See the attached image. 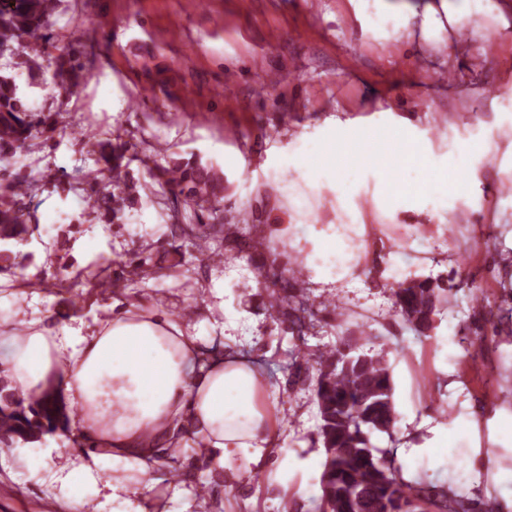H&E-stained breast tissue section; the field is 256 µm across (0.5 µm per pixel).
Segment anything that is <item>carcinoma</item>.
<instances>
[{"label":"carcinoma","instance_id":"obj_1","mask_svg":"<svg viewBox=\"0 0 512 512\" xmlns=\"http://www.w3.org/2000/svg\"><path fill=\"white\" fill-rule=\"evenodd\" d=\"M61 0H0V57L13 56L16 46L27 50L23 64L29 73L53 67L52 76L64 93L74 92L81 83L83 64L79 50L60 48L48 33L51 18ZM49 118L26 109L18 96L15 77L0 73V260H11V246L26 240L39 227L36 211L23 206V198L38 191L35 183L6 177L14 155L26 151L39 134L55 132ZM138 162L160 190L172 193L173 206L188 213L176 225L180 236L202 260H218L221 248H212L213 237L198 229L207 216L223 220L224 176L199 161L169 160L158 163L156 155L129 152L127 142L107 143L96 159L91 176L97 190L91 208L101 211L108 223L118 222L125 201L136 193V184L120 182L128 167ZM271 308L279 313L289 308L291 324L315 315L307 288L301 283L285 292L279 280L260 269ZM395 311L402 322L416 314L421 336L432 328L429 315L448 303V289L429 280H411L392 289ZM289 366L306 367L316 372L314 396L320 425L318 437L325 449L320 475L318 512H502L495 498L465 499L426 482L410 484L403 480L396 449L373 444L377 435L393 438L397 421L391 367L385 350L364 351L343 341L314 356L301 344L290 352ZM70 413L66 405L45 393L21 398L0 386V442L10 438L36 441L45 434L69 430Z\"/></svg>","mask_w":512,"mask_h":512}]
</instances>
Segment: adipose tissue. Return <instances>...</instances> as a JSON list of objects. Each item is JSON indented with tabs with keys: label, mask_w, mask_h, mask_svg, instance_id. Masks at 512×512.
I'll list each match as a JSON object with an SVG mask.
<instances>
[{
	"label": "adipose tissue",
	"mask_w": 512,
	"mask_h": 512,
	"mask_svg": "<svg viewBox=\"0 0 512 512\" xmlns=\"http://www.w3.org/2000/svg\"><path fill=\"white\" fill-rule=\"evenodd\" d=\"M342 12L362 31L382 34L392 51L411 43L434 46L442 63L456 72L457 31L464 21L512 28V0H343ZM392 21L382 30L381 19ZM373 119L329 118L317 141L296 136L293 160L302 162L312 182L331 190L375 170L384 200L394 211L415 210L423 197L435 200L430 221L443 223L448 204V163L431 153L426 138L411 121L396 118L394 104L374 103ZM361 224L326 229L308 224L295 239L305 254L314 282L333 285L353 276L350 258ZM204 338L196 326L175 320L162 305L130 306L89 331L62 328L51 333L41 318L26 321L24 331L0 322V378L23 395L52 391L72 409L78 440L91 443L88 456L69 458L50 467V452L28 461L32 473L50 470L73 512H104L118 504L123 512H156L152 473L164 449L185 439L215 453L219 465L247 450L253 464H262L276 443L273 413L260 398L270 384L253 361L226 353L204 359ZM423 443H415L418 428ZM401 437L408 448L400 464L413 481L416 457H454L470 451L474 464L468 488L482 486L493 458L484 445L498 446L512 434V418L479 420L470 403L449 423L405 413ZM112 479H102L108 468Z\"/></svg>",
	"instance_id": "adipose-tissue-1"
}]
</instances>
